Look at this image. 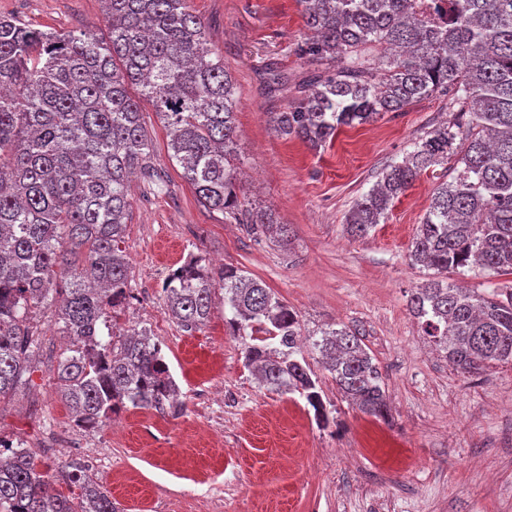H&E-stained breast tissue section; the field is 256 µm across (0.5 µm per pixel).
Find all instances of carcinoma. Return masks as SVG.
<instances>
[{
    "mask_svg": "<svg viewBox=\"0 0 512 512\" xmlns=\"http://www.w3.org/2000/svg\"><path fill=\"white\" fill-rule=\"evenodd\" d=\"M308 28L298 47L314 66L300 98L271 113L274 130L318 149L339 128L448 99L443 122L351 209L366 236L421 171L450 165L412 239L409 259L433 271L408 307L448 364L476 373L512 363V285L476 293L448 283L469 266L512 274V0H298ZM109 35L56 33L0 17V403L27 389L42 336L35 310L59 300L67 336L54 381L75 424L100 428L128 406L177 416L181 391L147 330L111 332L100 320L130 298L122 249L129 178L151 175L142 88L168 149L197 199L240 224L271 230L265 212L241 213L236 114L240 101L187 0H102ZM224 291L229 335L249 337L245 364L260 385L297 393L328 421L304 353L330 373L361 412L383 417L382 376L358 331L341 324L302 336L297 313L240 268L215 271L190 253L163 284L185 329L205 324ZM51 486L22 444L0 449V512H119L75 462Z\"/></svg>",
    "mask_w": 512,
    "mask_h": 512,
    "instance_id": "carcinoma-1",
    "label": "carcinoma"
}]
</instances>
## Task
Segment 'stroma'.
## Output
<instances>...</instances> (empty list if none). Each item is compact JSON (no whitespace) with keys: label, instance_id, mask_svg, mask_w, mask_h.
<instances>
[{"label":"stroma","instance_id":"35a3bbf8","mask_svg":"<svg viewBox=\"0 0 512 512\" xmlns=\"http://www.w3.org/2000/svg\"><path fill=\"white\" fill-rule=\"evenodd\" d=\"M187 3L241 101L240 207L270 210L286 232L258 236L202 207L152 103L130 87L152 139L155 176L135 175L129 188V308L160 341L184 410L172 417L125 409L120 429L76 428L55 393L62 338L47 307L34 319L43 349L30 390L0 409V434L52 473L70 460L64 436L95 450L94 478L120 512H512V364L457 372L423 339L407 306L428 277L411 264L409 247L444 167L422 172L367 237L346 229L356 199L385 168L452 119L447 100L342 127L311 149L274 131L271 113L290 109L294 97L265 87L271 69L286 73L291 88L312 75L297 53L307 33L298 0ZM0 15L44 30L108 32L101 0H0ZM191 252L261 279L307 331L336 323L361 330L383 376L388 418L363 414L323 372L321 395L334 421L318 428L303 398L258 384L241 342L228 334L223 300L204 326L181 327L165 309L162 286Z\"/></svg>","mask_w":512,"mask_h":512}]
</instances>
